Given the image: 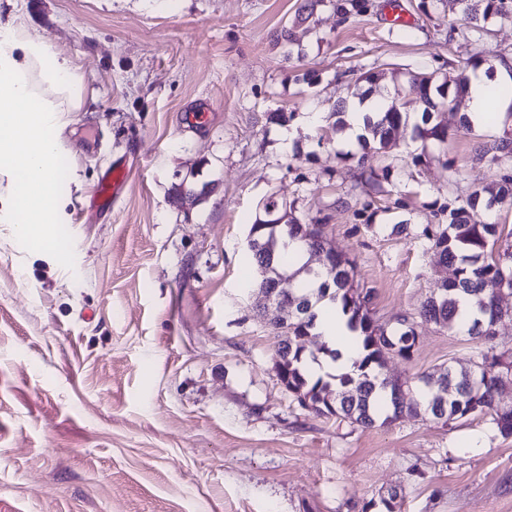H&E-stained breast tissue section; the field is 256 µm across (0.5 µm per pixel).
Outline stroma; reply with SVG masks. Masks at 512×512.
Instances as JSON below:
<instances>
[{
    "label": "stroma",
    "mask_w": 512,
    "mask_h": 512,
    "mask_svg": "<svg viewBox=\"0 0 512 512\" xmlns=\"http://www.w3.org/2000/svg\"><path fill=\"white\" fill-rule=\"evenodd\" d=\"M370 4L342 22L330 0H0L1 21L53 38L85 83L66 130L81 182L58 180L68 222L18 236L19 187L0 223V512H385L393 489L400 512H512V437L485 419L364 429L313 415L279 381L278 333L259 315L244 255L272 198L325 224L389 328L415 316L454 276L422 228L497 177L476 153L512 137L511 123L469 131L446 110L447 142L417 164L406 134L357 161L354 144L308 129V113L349 97L348 71L376 73L375 98L411 99L408 72L512 57V22L490 19L474 40L457 0ZM285 27L293 57L276 40ZM116 159L127 185L95 204ZM389 163L382 192L359 183ZM184 182L205 198L176 199ZM418 332L413 359L386 375L473 358L466 334Z\"/></svg>",
    "instance_id": "1"
}]
</instances>
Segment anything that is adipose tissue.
Returning <instances> with one entry per match:
<instances>
[{"label":"adipose tissue","instance_id":"ef3b65f1","mask_svg":"<svg viewBox=\"0 0 512 512\" xmlns=\"http://www.w3.org/2000/svg\"><path fill=\"white\" fill-rule=\"evenodd\" d=\"M494 86L483 72L471 75L466 114L475 124H483L488 107L502 112L512 106L492 98ZM83 104V74L50 38L28 36L19 16L0 22V176L20 183L32 199L18 235L62 220L67 201L57 190L53 163L66 154L61 134L69 113ZM317 330L339 353L336 369L349 371L356 354L342 313L319 311Z\"/></svg>","mask_w":512,"mask_h":512}]
</instances>
